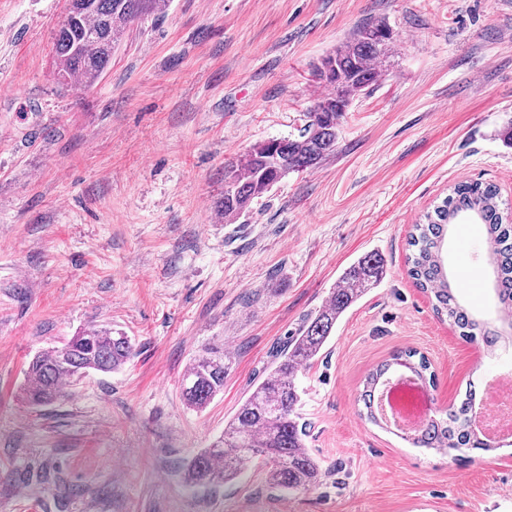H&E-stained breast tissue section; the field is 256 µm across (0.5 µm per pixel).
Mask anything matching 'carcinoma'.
<instances>
[{"label": "carcinoma", "mask_w": 512, "mask_h": 512, "mask_svg": "<svg viewBox=\"0 0 512 512\" xmlns=\"http://www.w3.org/2000/svg\"><path fill=\"white\" fill-rule=\"evenodd\" d=\"M166 0H70L67 16L54 35L57 79L91 85L112 65V51L132 23L161 11ZM392 32L381 24L358 29L345 43L312 69L316 82L331 93L316 99L306 112L298 135L264 140L224 163V221L232 223L249 211L254 200L290 174L319 167L336 153L338 134L355 96L370 90L381 77L391 51ZM499 189L483 182H461L435 203L409 235L406 262L415 285L428 293L434 313L449 321L459 335L494 352L512 341V224L500 211ZM467 219L485 226L490 244V284L498 317L479 319L459 299L452 285L445 254L452 226ZM384 259L378 253L360 257L341 276L331 296L307 321L300 335L288 339L270 373L241 402L224 434L194 456L186 466L191 486L228 483L262 460L270 463L265 479L290 494L309 490L321 470L306 447V428L300 423L299 381L304 370L320 358L342 314L381 280ZM135 354L131 337L110 328H88L65 343L37 354L27 368L29 404L51 405L66 397L64 387L90 371L112 372ZM404 368L420 382L431 384L430 364L407 350L376 366L365 378L360 394L362 413L371 423L384 422L375 408L377 391L392 373ZM229 357L205 347L191 360L182 378L187 405L203 409L224 390ZM476 393L446 417L433 416L408 437L415 448L438 453L497 449L496 442L473 427Z\"/></svg>", "instance_id": "cac0c4a2"}]
</instances>
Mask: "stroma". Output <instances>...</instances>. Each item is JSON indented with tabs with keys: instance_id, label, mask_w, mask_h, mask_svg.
Returning <instances> with one entry per match:
<instances>
[{
	"instance_id": "obj_1",
	"label": "stroma",
	"mask_w": 512,
	"mask_h": 512,
	"mask_svg": "<svg viewBox=\"0 0 512 512\" xmlns=\"http://www.w3.org/2000/svg\"><path fill=\"white\" fill-rule=\"evenodd\" d=\"M66 7L0 0V85L29 91L0 95V512H512V441L460 460L359 415L367 373L408 349L436 375L433 415L512 374V347L462 339L406 265L414 224L455 183L496 184L512 208V0H168L90 87L55 75ZM368 23L394 51L335 155L225 223V161L297 135L327 92L314 64ZM486 248L482 225L460 224L448 253L481 312ZM368 252L380 283L300 380L318 483L291 495L258 467L188 486V461ZM93 326L131 336L136 356L31 406V359ZM208 346L231 369L195 411L180 384Z\"/></svg>"
}]
</instances>
